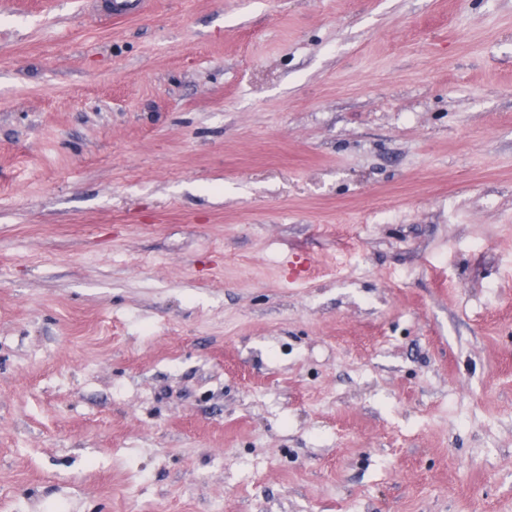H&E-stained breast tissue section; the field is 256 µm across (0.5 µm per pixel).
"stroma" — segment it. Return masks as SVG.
Here are the masks:
<instances>
[{
    "mask_svg": "<svg viewBox=\"0 0 512 512\" xmlns=\"http://www.w3.org/2000/svg\"><path fill=\"white\" fill-rule=\"evenodd\" d=\"M0 512H512V0H0Z\"/></svg>",
    "mask_w": 512,
    "mask_h": 512,
    "instance_id": "35a3bbf8",
    "label": "stroma"
}]
</instances>
